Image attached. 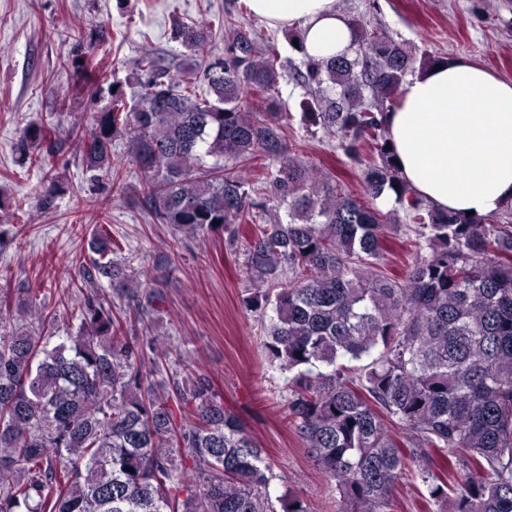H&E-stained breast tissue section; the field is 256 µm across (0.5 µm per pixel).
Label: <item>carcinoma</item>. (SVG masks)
I'll return each mask as SVG.
<instances>
[{
  "mask_svg": "<svg viewBox=\"0 0 512 512\" xmlns=\"http://www.w3.org/2000/svg\"><path fill=\"white\" fill-rule=\"evenodd\" d=\"M210 29H175L209 92L140 55L137 99L116 81L91 128L71 126L86 168L130 192L124 162L112 158L129 133L131 161L148 173L134 199L158 223L233 238L257 225L245 258L255 288L243 305H273L264 348L294 372L288 416L335 482L338 512H390L410 475L428 512H512V223L436 210L402 181L383 116L413 58L389 33L360 26L353 55L304 54L294 74L302 127L338 137L356 162L374 142L380 161L363 169L366 196H394L415 226L412 247L430 250L399 281L378 269L391 214L291 154L294 115L278 108L275 46L235 26L216 69L204 56ZM61 66L92 76L83 55ZM57 151L54 126L26 127L22 159L45 170L49 199ZM89 250L71 282L75 327L32 287L0 289V313L15 320L0 334V512H274L263 450L190 355H178L165 391L151 376L169 352L143 371L151 344L127 330L145 323L157 295L112 258L107 225ZM114 296L127 309H113ZM364 357L358 370L342 364Z\"/></svg>",
  "mask_w": 512,
  "mask_h": 512,
  "instance_id": "cac0c4a2",
  "label": "carcinoma"
}]
</instances>
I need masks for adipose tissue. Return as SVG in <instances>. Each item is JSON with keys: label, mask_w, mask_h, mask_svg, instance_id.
<instances>
[{"label": "adipose tissue", "mask_w": 512, "mask_h": 512, "mask_svg": "<svg viewBox=\"0 0 512 512\" xmlns=\"http://www.w3.org/2000/svg\"><path fill=\"white\" fill-rule=\"evenodd\" d=\"M269 27H302L307 55L352 53L358 31L336 0H247ZM401 176L440 210L491 218L512 210V80L466 57L425 68L385 116Z\"/></svg>", "instance_id": "adipose-tissue-1"}]
</instances>
